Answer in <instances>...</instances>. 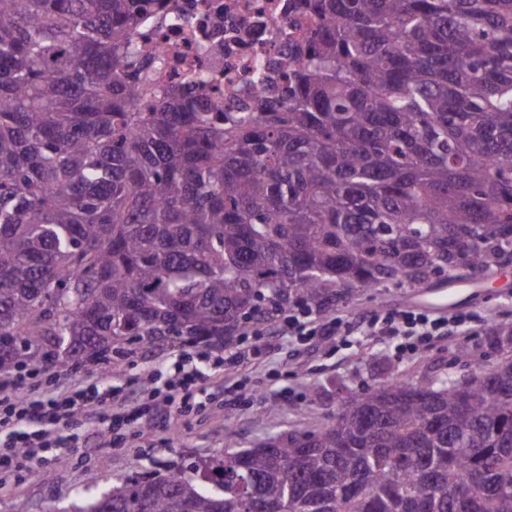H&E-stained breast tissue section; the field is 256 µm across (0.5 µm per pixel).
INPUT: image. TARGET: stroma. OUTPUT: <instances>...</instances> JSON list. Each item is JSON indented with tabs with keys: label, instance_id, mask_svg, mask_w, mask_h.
Returning <instances> with one entry per match:
<instances>
[{
	"label": "stroma",
	"instance_id": "35a3bbf8",
	"mask_svg": "<svg viewBox=\"0 0 512 512\" xmlns=\"http://www.w3.org/2000/svg\"><path fill=\"white\" fill-rule=\"evenodd\" d=\"M476 291L461 296L458 311L470 314L461 331L415 353L395 350L391 341L352 336L348 341L293 344L273 337V347L250 366L251 389L234 403L224 388L235 380L227 372L210 373L207 393L191 412H161L125 428L120 440L89 436L84 424L72 432L86 452L59 466L51 477L12 474L0 477V512H70L80 496H94L125 478L177 469L182 463L227 448H246L274 434L310 431L327 422L350 396L385 384L400 374L413 381L458 374L456 346H467L478 360L495 361L485 342L490 321L512 320V261L476 279ZM405 288H369L354 293L336 312L356 320L380 311L404 309ZM192 345H148L129 340L116 346L109 361L54 367L39 363V392L50 395L100 378L114 384L142 380L150 369L165 370Z\"/></svg>",
	"mask_w": 512,
	"mask_h": 512
}]
</instances>
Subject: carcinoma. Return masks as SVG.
Wrapping results in <instances>:
<instances>
[{
	"label": "carcinoma",
	"instance_id": "carcinoma-1",
	"mask_svg": "<svg viewBox=\"0 0 512 512\" xmlns=\"http://www.w3.org/2000/svg\"><path fill=\"white\" fill-rule=\"evenodd\" d=\"M288 105L137 110L161 0H0V375L128 337L512 259V0H297ZM487 367L402 376L321 428L111 486L78 512H512V324Z\"/></svg>",
	"mask_w": 512,
	"mask_h": 512
}]
</instances>
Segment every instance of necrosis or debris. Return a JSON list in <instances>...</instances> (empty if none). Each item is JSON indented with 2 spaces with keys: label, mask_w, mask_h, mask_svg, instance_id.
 Returning a JSON list of instances; mask_svg holds the SVG:
<instances>
[{
  "label": "necrosis or debris",
  "mask_w": 512,
  "mask_h": 512,
  "mask_svg": "<svg viewBox=\"0 0 512 512\" xmlns=\"http://www.w3.org/2000/svg\"><path fill=\"white\" fill-rule=\"evenodd\" d=\"M314 27L289 0H167L135 31L149 83L180 84L207 112H245L278 92L292 41Z\"/></svg>",
  "instance_id": "necrosis-or-debris-1"
}]
</instances>
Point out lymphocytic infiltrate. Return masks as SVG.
<instances>
[{"instance_id":"lymphocytic-infiltrate-1","label":"lymphocytic infiltrate","mask_w":512,"mask_h":512,"mask_svg":"<svg viewBox=\"0 0 512 512\" xmlns=\"http://www.w3.org/2000/svg\"><path fill=\"white\" fill-rule=\"evenodd\" d=\"M465 315L440 317L417 309L391 311L362 321L363 335L400 339L403 350L414 352L434 337L447 335L462 326ZM350 322L341 318H323L302 308L289 311L279 320V333L302 343L326 341L336 336L352 335ZM204 378L202 370L179 362L162 386L142 391L123 413L112 410L116 396L113 388L98 384L81 385L44 398L34 391L32 377L18 374L0 386V472L42 468L45 453H53L64 462L77 456L82 448L70 434L79 417L94 413L100 431L113 432L140 418L152 415L158 404L170 411L189 410L191 400Z\"/></svg>"}]
</instances>
